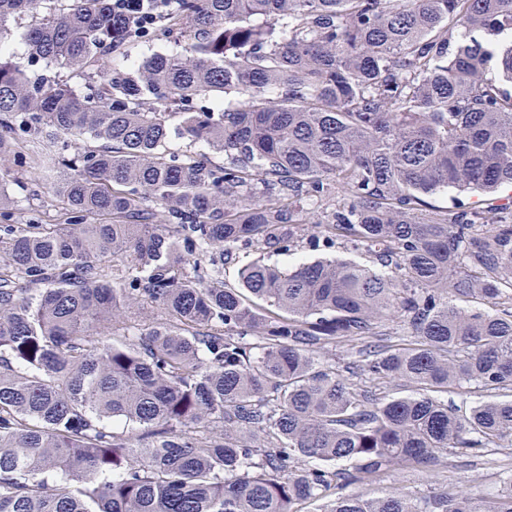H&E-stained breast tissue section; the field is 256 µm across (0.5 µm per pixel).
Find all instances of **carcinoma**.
Segmentation results:
<instances>
[{
    "mask_svg": "<svg viewBox=\"0 0 512 512\" xmlns=\"http://www.w3.org/2000/svg\"><path fill=\"white\" fill-rule=\"evenodd\" d=\"M155 8L0 0V512H512V466L486 504L345 492L512 444V197L424 213L512 188V0H170L130 21ZM154 40L178 50L107 64ZM168 105L207 151L168 148ZM29 169L52 223L15 217ZM303 238L372 264L224 283L225 253ZM142 300L164 319H129ZM338 346L357 364L321 360ZM498 195H484L478 192H458L454 189L440 191L426 198L427 209H446L452 207V197H460L464 203L475 207H486Z\"/></svg>",
    "mask_w": 512,
    "mask_h": 512,
    "instance_id": "cac0c4a2",
    "label": "carcinoma"
}]
</instances>
